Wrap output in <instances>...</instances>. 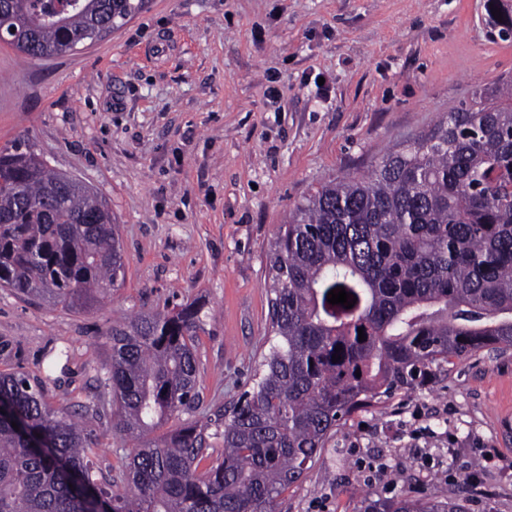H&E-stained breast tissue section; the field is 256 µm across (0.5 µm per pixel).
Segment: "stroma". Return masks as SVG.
<instances>
[{
  "mask_svg": "<svg viewBox=\"0 0 512 512\" xmlns=\"http://www.w3.org/2000/svg\"><path fill=\"white\" fill-rule=\"evenodd\" d=\"M483 4L149 0L61 57L29 61L0 43V147L23 140L91 184L119 226L125 282L103 303L72 312L0 288V372L37 375L68 353L47 398L98 436L100 480H119L123 443L81 407L111 357L107 331L201 299L195 418L230 413L272 341L269 258L289 212L512 77V42L491 36ZM471 468L467 512H512V348L451 359L432 383L355 411L277 509L444 499Z\"/></svg>",
  "mask_w": 512,
  "mask_h": 512,
  "instance_id": "obj_1",
  "label": "stroma"
}]
</instances>
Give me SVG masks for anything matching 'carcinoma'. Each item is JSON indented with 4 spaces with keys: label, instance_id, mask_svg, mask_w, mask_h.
Masks as SVG:
<instances>
[{
    "label": "carcinoma",
    "instance_id": "obj_1",
    "mask_svg": "<svg viewBox=\"0 0 512 512\" xmlns=\"http://www.w3.org/2000/svg\"><path fill=\"white\" fill-rule=\"evenodd\" d=\"M145 8L146 0H0V34L42 60ZM484 9L490 32L512 39L502 0ZM125 268L118 225L97 190L19 141L0 147L1 287L86 310L122 284ZM268 279L276 342L227 421L157 434L199 403L205 303L143 312L107 332L112 356L98 381L115 404L112 430L131 445L120 490L98 482L100 441L68 406H51L35 376L0 373V401L28 428L24 438L0 418V512H276L358 408L432 381L430 369L452 357L511 347L512 79L477 88L367 174L313 187L283 225ZM336 287L357 298L352 308L327 302ZM361 504L362 512H466L463 497Z\"/></svg>",
    "mask_w": 512,
    "mask_h": 512
}]
</instances>
